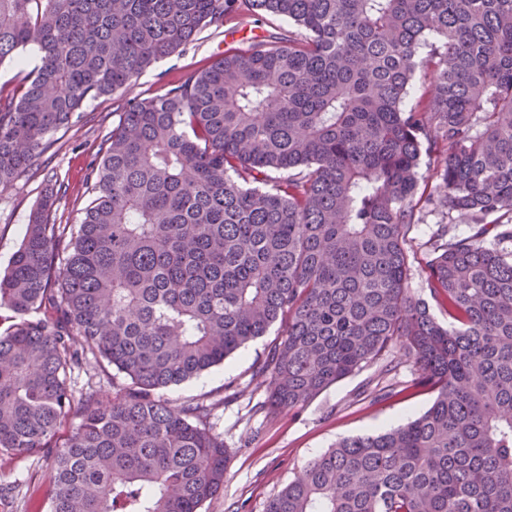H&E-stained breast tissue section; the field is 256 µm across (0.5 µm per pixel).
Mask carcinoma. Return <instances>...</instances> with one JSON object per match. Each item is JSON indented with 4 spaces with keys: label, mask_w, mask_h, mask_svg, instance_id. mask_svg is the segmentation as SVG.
I'll return each instance as SVG.
<instances>
[{
    "label": "carcinoma",
    "mask_w": 512,
    "mask_h": 512,
    "mask_svg": "<svg viewBox=\"0 0 512 512\" xmlns=\"http://www.w3.org/2000/svg\"><path fill=\"white\" fill-rule=\"evenodd\" d=\"M260 13L297 31L128 102L80 223L52 220L64 183L44 190L0 273V452L53 453L50 512H199L229 457L216 403L159 392L278 323L249 380L272 413L391 352L434 398L337 441L267 512H512V0H0V65L40 50L0 87V187L86 100ZM428 35L443 51L408 108ZM423 202L447 215L426 279L446 326L408 288ZM89 354L128 383L75 397ZM38 54L37 47H31L22 54L24 58L22 64L12 62L0 66V86L12 88L22 81L38 60Z\"/></svg>",
    "instance_id": "carcinoma-1"
}]
</instances>
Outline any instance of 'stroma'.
I'll return each mask as SVG.
<instances>
[{
    "label": "stroma",
    "instance_id": "35a3bbf8",
    "mask_svg": "<svg viewBox=\"0 0 512 512\" xmlns=\"http://www.w3.org/2000/svg\"><path fill=\"white\" fill-rule=\"evenodd\" d=\"M292 22L270 15H245L220 28L208 27L179 52L148 68L136 81L112 97L87 102L82 119L63 127L51 137V145L8 187L0 188V272L24 237L29 214L45 186L54 179L68 185L54 220L76 224L89 198L84 181L88 165L97 157L113 123L128 100L154 95L165 82L187 76L203 62L222 54L230 44L226 38L239 32L237 48L249 49L272 36L287 37ZM422 223L408 232L412 272V296L427 298L425 287L429 256L423 246L440 214L423 212ZM281 337L273 326L249 343L223 366L213 368L180 386L162 391L161 396L179 404L210 396L216 403L209 424L230 451L224 488L206 502L201 512H266L269 501L305 466L344 436L382 432L414 418L432 402L427 391H406L379 402L371 397L379 389L404 381L409 367L383 376L370 366L337 382L302 407L270 413L264 409V391L250 388V368L265 357ZM55 463L52 455L0 454V512H49Z\"/></svg>",
    "mask_w": 512,
    "mask_h": 512
}]
</instances>
